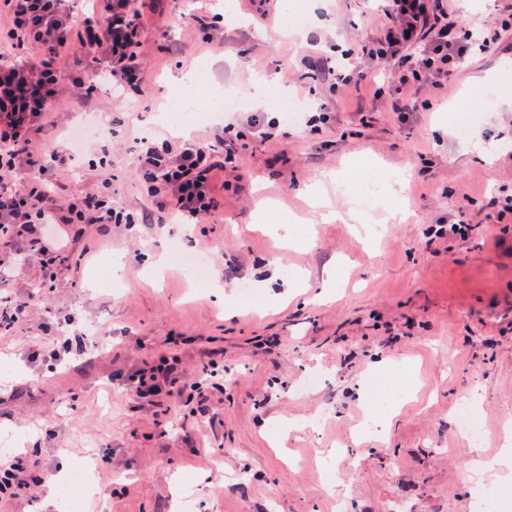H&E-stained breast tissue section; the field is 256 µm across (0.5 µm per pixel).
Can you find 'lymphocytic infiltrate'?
<instances>
[{
    "label": "lymphocytic infiltrate",
    "mask_w": 512,
    "mask_h": 512,
    "mask_svg": "<svg viewBox=\"0 0 512 512\" xmlns=\"http://www.w3.org/2000/svg\"><path fill=\"white\" fill-rule=\"evenodd\" d=\"M75 13L66 0H0V249L20 247L37 256L47 282L61 275L62 254L48 247L53 224H164L176 217L197 224L216 208L217 172L237 169L249 138L279 140V123L256 117L224 115L214 141L158 142L144 136L134 156L143 194L152 213L134 218L111 192L68 197L59 202L58 173L71 169L81 138L73 132L52 150L36 138L61 107L92 111L98 82L116 94L145 83L141 34L164 0H87ZM388 22L374 40L342 53L327 69L308 68L305 76L332 79L349 87L369 63L393 65L394 74L379 85L400 120L422 106V94L447 86L470 49L492 50L500 36L496 26L455 29L448 24V0H382ZM81 58L89 72L66 70L67 56Z\"/></svg>",
    "instance_id": "1"
}]
</instances>
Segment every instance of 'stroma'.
<instances>
[{"label": "stroma", "instance_id": "35a3bbf8", "mask_svg": "<svg viewBox=\"0 0 512 512\" xmlns=\"http://www.w3.org/2000/svg\"><path fill=\"white\" fill-rule=\"evenodd\" d=\"M187 0H167L159 25L142 33L147 86L123 99L99 86L98 109L119 120L125 148L102 156L86 142L64 195L112 182L133 215L148 203L132 166L137 135L205 139L222 121L176 129L158 121L174 77L205 68L211 91L242 99L243 115L283 120L281 96L326 103L325 119L291 127L277 143L251 142L217 189V210L200 224H56L49 240L68 259L54 287L36 262L19 263L9 284L29 301L28 322L0 337V448L23 458L32 492L0 497V512H59L52 481L85 463L81 512H474L480 484L502 486L498 512H512V482L492 464L512 437V0H453L455 26L503 23L490 53L470 54L430 110L399 121L370 80L336 93L298 79L303 55L374 38L384 24L363 0H226L223 44L203 42ZM276 14L273 28L261 12ZM481 112L467 134L452 132L455 104ZM374 160L408 174L410 216L380 235L355 222L323 223L308 187L359 213L336 178ZM274 204L301 222L289 245L256 221ZM475 220L467 237L440 225ZM199 253L215 277L194 293L174 245ZM124 263L122 291L92 275ZM306 273L284 286L287 271ZM88 330L79 357L52 359L47 328L63 319ZM179 360V384L205 365L218 375L205 407L185 397L139 399L133 375L163 357ZM402 382L385 428L371 427L374 367ZM321 375L304 388L310 375ZM483 430L472 442L454 423L462 399Z\"/></svg>", "mask_w": 512, "mask_h": 512}]
</instances>
